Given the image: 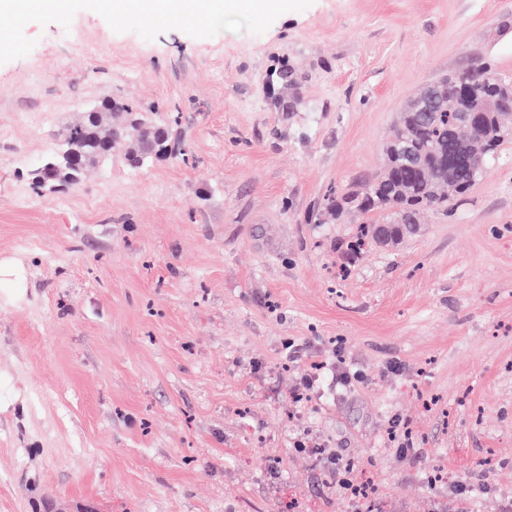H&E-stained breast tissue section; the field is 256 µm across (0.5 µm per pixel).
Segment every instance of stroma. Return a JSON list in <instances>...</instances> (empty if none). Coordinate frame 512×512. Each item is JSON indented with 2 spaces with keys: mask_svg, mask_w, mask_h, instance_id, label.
<instances>
[{
  "mask_svg": "<svg viewBox=\"0 0 512 512\" xmlns=\"http://www.w3.org/2000/svg\"><path fill=\"white\" fill-rule=\"evenodd\" d=\"M474 67L512 78V0L1 12L0 512H512V140L399 245L326 210ZM104 97L173 151L35 193Z\"/></svg>",
  "mask_w": 512,
  "mask_h": 512,
  "instance_id": "stroma-1",
  "label": "stroma"
}]
</instances>
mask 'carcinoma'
Returning <instances> with one entry per match:
<instances>
[{
  "mask_svg": "<svg viewBox=\"0 0 512 512\" xmlns=\"http://www.w3.org/2000/svg\"><path fill=\"white\" fill-rule=\"evenodd\" d=\"M498 86L502 95H512V82L491 73L474 71L468 74L451 101H443L433 119H425L419 96H414L401 113L398 123L384 145L386 162L382 171L360 190L347 197L360 214H383L382 223L395 222L407 213L420 216L427 209L444 211L450 199L463 194L460 178L448 174V165L441 162L439 149L448 146V126L455 121L458 104L462 100L486 101L490 86ZM112 148L110 155H124L136 167L144 166L135 153L137 143L153 134L164 121L156 112H141L130 103L118 102L112 106ZM101 114L85 113L81 122L66 126L54 152L46 155L58 159L73 150L86 161L99 163L106 158L99 153L97 137L101 131ZM503 117L492 106L484 110L480 127L472 130L459 128V139L472 152L480 154V143L505 141ZM378 222H365L361 234L352 242L350 250L356 254L370 242H377Z\"/></svg>",
  "mask_w": 512,
  "mask_h": 512,
  "instance_id": "1",
  "label": "carcinoma"
}]
</instances>
